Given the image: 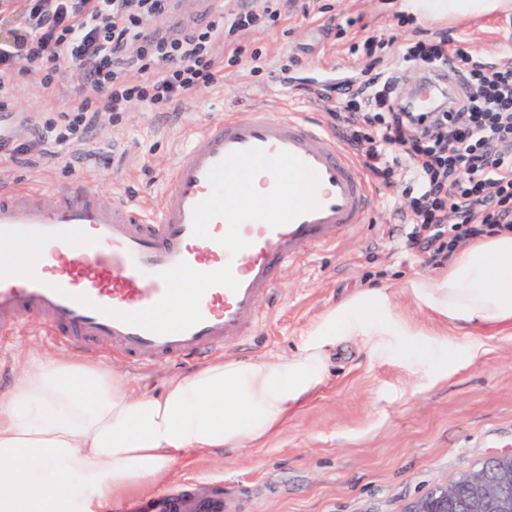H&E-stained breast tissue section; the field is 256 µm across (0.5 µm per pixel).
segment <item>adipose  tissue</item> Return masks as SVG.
I'll return each mask as SVG.
<instances>
[{"label":"adipose tissue","instance_id":"ef3b65f1","mask_svg":"<svg viewBox=\"0 0 512 512\" xmlns=\"http://www.w3.org/2000/svg\"><path fill=\"white\" fill-rule=\"evenodd\" d=\"M511 1L407 0L405 9L453 19ZM410 291L454 330L512 331V233L474 240ZM340 343L393 354L437 381L478 352L416 327L385 289L365 288L326 310L279 361L216 359L157 393L132 395L125 377L75 353L24 363L0 393V512H110L154 490L187 455L262 446L322 385Z\"/></svg>","mask_w":512,"mask_h":512}]
</instances>
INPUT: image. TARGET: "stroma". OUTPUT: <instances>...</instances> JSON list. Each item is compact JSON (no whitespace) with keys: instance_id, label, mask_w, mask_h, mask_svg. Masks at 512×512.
I'll use <instances>...</instances> for the list:
<instances>
[{"instance_id":"1","label":"stroma","mask_w":512,"mask_h":512,"mask_svg":"<svg viewBox=\"0 0 512 512\" xmlns=\"http://www.w3.org/2000/svg\"><path fill=\"white\" fill-rule=\"evenodd\" d=\"M327 13L295 10L288 19L245 36L262 47L261 73L231 67L216 85L199 90L178 109H138L120 117L104 114L102 125L81 142L63 144L55 158L30 166L0 159V187L36 191L45 204L90 189L103 202L124 198L157 215L169 169L194 142V131L228 112L261 110L326 119V104L308 89L353 77L366 80L378 67L362 51L366 38L381 41L458 37L475 58L503 61L512 29L494 18L453 25L400 21L401 0H320ZM360 26H348V19ZM301 59L287 67L289 56ZM62 93L25 83L16 112L0 116V133L11 145L35 147L34 125L59 120ZM400 232L380 192L366 224L336 246L291 267L269 315L244 346L225 358H282L328 308L358 288H387L396 309L420 327L448 332L447 322L414 302L411 280L437 269L414 261L399 247ZM483 352L463 358L439 383L391 355H370L342 344L334 351L324 385L263 447L197 456L175 466L163 492L191 487L206 494L223 487L226 512H404L437 484L456 480L486 458L512 450V332L479 330ZM60 349L34 324L0 339V390L15 367L31 356ZM98 360L130 381L133 392L156 390L192 361L135 368L102 351Z\"/></svg>"}]
</instances>
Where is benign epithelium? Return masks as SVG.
<instances>
[{
  "mask_svg": "<svg viewBox=\"0 0 512 512\" xmlns=\"http://www.w3.org/2000/svg\"><path fill=\"white\" fill-rule=\"evenodd\" d=\"M495 474L487 468L463 476L468 496L455 502V485H438L411 501L405 512H512V453L492 458Z\"/></svg>",
  "mask_w": 512,
  "mask_h": 512,
  "instance_id": "benign-epithelium-1",
  "label": "benign epithelium"
}]
</instances>
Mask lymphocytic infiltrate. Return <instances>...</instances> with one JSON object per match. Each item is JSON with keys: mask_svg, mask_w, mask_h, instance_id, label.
<instances>
[{"mask_svg": "<svg viewBox=\"0 0 512 512\" xmlns=\"http://www.w3.org/2000/svg\"><path fill=\"white\" fill-rule=\"evenodd\" d=\"M261 12L231 10L202 27L174 35L147 28L169 0H9L0 10V112L15 111L22 78L53 89L62 63L71 64L69 107L61 123L42 131L55 144L99 127L106 112L177 109L215 84L225 67L265 65L262 48L240 44L239 32L270 25L294 11L295 0H262ZM387 65L359 87H325L337 101L329 124L373 183L396 185L398 172L413 182L393 216L409 230L401 247L418 261L441 266L460 244L512 232V62L485 64L453 37L428 42L366 39ZM398 62L419 70H453L463 81L457 96L440 97L434 112L410 111L397 77ZM100 95L87 98L86 84Z\"/></svg>", "mask_w": 512, "mask_h": 512, "instance_id": "obj_1", "label": "lymphocytic infiltrate"}]
</instances>
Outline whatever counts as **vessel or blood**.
Here are the masks:
<instances>
[{
	"mask_svg": "<svg viewBox=\"0 0 512 512\" xmlns=\"http://www.w3.org/2000/svg\"><path fill=\"white\" fill-rule=\"evenodd\" d=\"M426 78L409 105L437 107ZM265 169L275 210H230ZM374 191L361 166L317 122L263 112L202 126L149 218L129 204L78 191L46 208L38 195L0 197V334L42 321L62 345L106 348L133 364L200 358L244 342L262 321V300L290 266L335 246L364 224ZM29 247L49 266L17 260ZM167 512H223L218 500L165 498Z\"/></svg>",
	"mask_w": 512,
	"mask_h": 512,
	"instance_id": "vessel-or-blood-1",
	"label": "vessel or blood"
}]
</instances>
